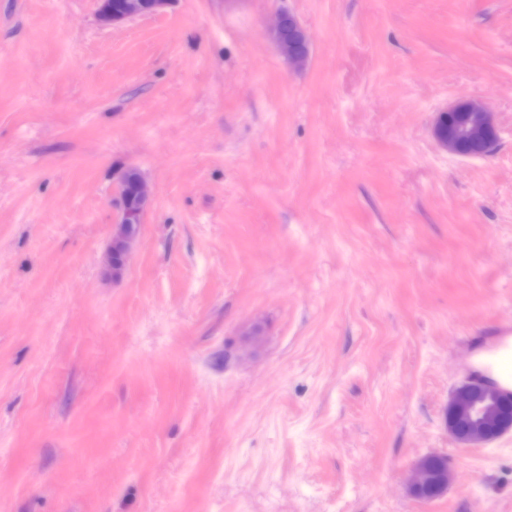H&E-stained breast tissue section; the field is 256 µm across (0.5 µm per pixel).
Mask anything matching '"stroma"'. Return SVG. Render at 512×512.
<instances>
[{
    "label": "stroma",
    "instance_id": "35a3bbf8",
    "mask_svg": "<svg viewBox=\"0 0 512 512\" xmlns=\"http://www.w3.org/2000/svg\"><path fill=\"white\" fill-rule=\"evenodd\" d=\"M467 97L484 158L432 134ZM505 319L512 0H0V512H512V433L445 426ZM112 1L118 0H97L98 18L104 25H117L136 17L157 14L170 0H119L118 7H113ZM270 38L278 45L288 65L303 67L310 57V44L307 35L294 14L281 10L275 23L268 30ZM434 136L449 153L464 157L490 155L499 141L493 112L475 100H459L439 113ZM119 186L115 200L118 218L112 228V241L107 252L112 278H119L123 274L137 247L142 217L150 204L149 187L137 169H127ZM429 458L438 461V467L433 470L424 462L418 463L410 482V489H431L433 494L425 499L427 501L444 495L453 476L451 466L445 456L436 454L429 456Z\"/></svg>",
    "mask_w": 512,
    "mask_h": 512
}]
</instances>
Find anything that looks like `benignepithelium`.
Masks as SVG:
<instances>
[{
	"label": "benign epithelium",
	"mask_w": 512,
	"mask_h": 512,
	"mask_svg": "<svg viewBox=\"0 0 512 512\" xmlns=\"http://www.w3.org/2000/svg\"><path fill=\"white\" fill-rule=\"evenodd\" d=\"M98 18L104 25H117L136 17L157 14L164 10L169 0H97ZM270 38L278 45L288 65L304 66L310 57L307 35L294 14L281 10L275 23L268 30ZM434 136L448 152L464 157L490 155L499 141V130L493 112L475 100H459L439 113ZM150 204L149 187L135 168L127 169L120 179V189L115 205L118 218L112 228V241L107 252L112 277H120L139 243L143 214ZM448 432L462 448L492 441L506 432H512V406L504 401L495 386L468 382L453 393L446 410ZM436 469L420 462L415 468L410 488H429L428 500L441 497L446 492L453 473L446 457L434 455Z\"/></svg>",
	"instance_id": "benign-epithelium-1"
}]
</instances>
